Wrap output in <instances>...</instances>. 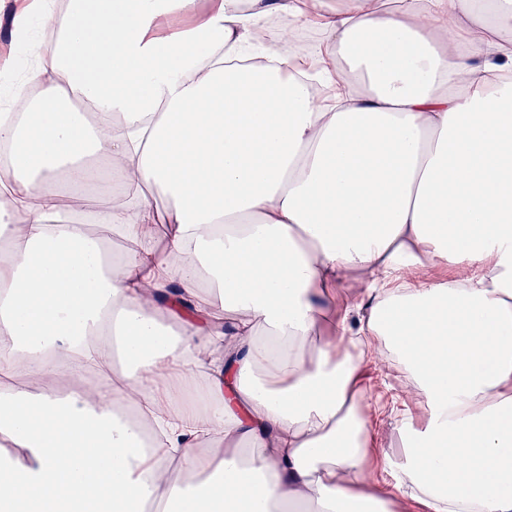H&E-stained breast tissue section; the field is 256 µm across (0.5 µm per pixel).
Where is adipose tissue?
<instances>
[{
	"mask_svg": "<svg viewBox=\"0 0 512 512\" xmlns=\"http://www.w3.org/2000/svg\"><path fill=\"white\" fill-rule=\"evenodd\" d=\"M318 7L19 16L56 36L0 113V512H512V0ZM272 15L320 30L328 96ZM97 160L124 189L96 214ZM427 264L469 274L407 283ZM390 362L397 462L356 387Z\"/></svg>",
	"mask_w": 512,
	"mask_h": 512,
	"instance_id": "obj_1",
	"label": "adipose tissue"
}]
</instances>
